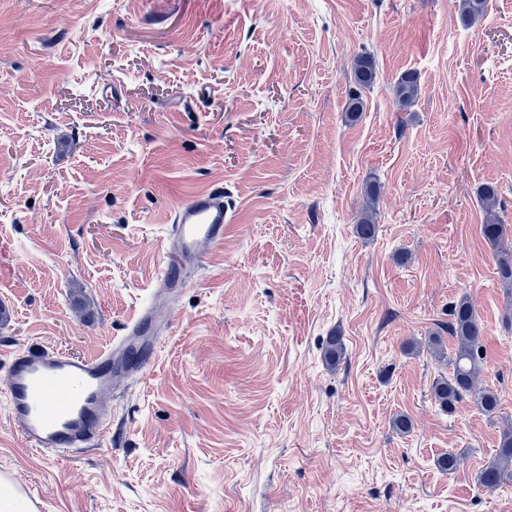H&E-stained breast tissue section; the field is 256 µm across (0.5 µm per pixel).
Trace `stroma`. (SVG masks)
Here are the masks:
<instances>
[{"label":"stroma","mask_w":512,"mask_h":512,"mask_svg":"<svg viewBox=\"0 0 512 512\" xmlns=\"http://www.w3.org/2000/svg\"><path fill=\"white\" fill-rule=\"evenodd\" d=\"M460 3L0 0V352L94 355L180 265L160 243L181 203L220 188L234 218L111 438L42 455L0 396V472L46 512H512V482L477 481L500 418L430 397L448 367L428 338L466 296L512 416V288L478 199L496 185L512 225V0L472 25ZM365 53L378 79L349 123ZM420 90L418 76L415 72L407 71L401 74L393 86V95L396 106L399 110L411 107ZM379 196V187L374 182L366 183L364 187V197L366 205L358 216L356 223V233L362 239H371L374 237L377 225L375 205Z\"/></svg>","instance_id":"35a3bbf8"}]
</instances>
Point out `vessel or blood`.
<instances>
[{
	"instance_id": "1",
	"label": "vessel or blood",
	"mask_w": 512,
	"mask_h": 512,
	"mask_svg": "<svg viewBox=\"0 0 512 512\" xmlns=\"http://www.w3.org/2000/svg\"><path fill=\"white\" fill-rule=\"evenodd\" d=\"M223 192L207 190L182 203L174 213L166 247L178 251L182 267L167 271L160 289L128 327L96 356L75 357L48 347L15 349L6 363L0 395L11 429L45 454H63L101 442L109 433L112 401L139 369L137 359L156 356L158 338L170 327L165 306L201 268L203 249L224 240L230 223Z\"/></svg>"
}]
</instances>
